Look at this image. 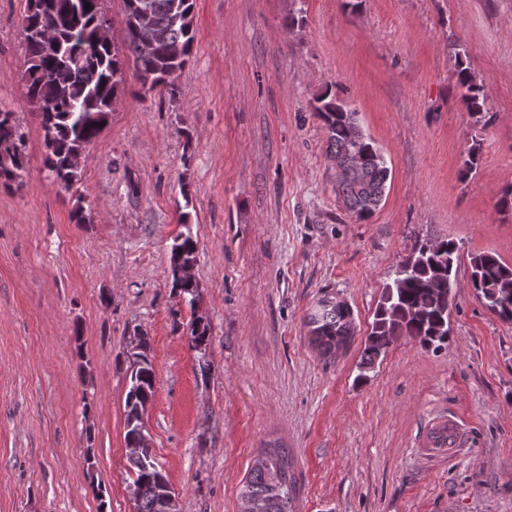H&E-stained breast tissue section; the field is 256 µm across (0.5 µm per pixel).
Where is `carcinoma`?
<instances>
[{
	"label": "carcinoma",
	"mask_w": 512,
	"mask_h": 512,
	"mask_svg": "<svg viewBox=\"0 0 512 512\" xmlns=\"http://www.w3.org/2000/svg\"><path fill=\"white\" fill-rule=\"evenodd\" d=\"M90 7H85V4ZM99 0H26L23 41L26 96L40 115L44 132V166L60 184L71 188L80 176L74 160L102 131L124 85L125 55L100 35ZM122 47L135 59V78L146 91L176 93L175 74L189 62L195 40L194 0H123ZM466 89L470 114L480 116L486 93L466 69L458 71ZM327 134V153L345 165L338 187L346 206L359 222H367L383 201L390 170L373 140L363 131L357 112L326 93L314 107ZM25 142L13 113L0 110V183L23 186ZM196 242L186 235L171 251L175 287L194 304L197 282L182 276L193 266ZM455 243L443 240L412 248L405 273L386 286L366 337L362 364L371 365L400 336H410L426 348L448 343V289ZM470 282L483 305L500 319L512 322V265L493 252L471 259ZM315 342L324 353L351 340L355 322L350 307L324 298L307 316ZM207 326L191 325L193 348L206 346ZM140 351L132 360L125 397L127 447L139 444L141 415L154 397V369L149 338L139 337ZM134 473L136 512H165L164 482L148 449L129 456ZM294 460L283 446L262 449V462L252 468L239 492V512H297L298 487Z\"/></svg>",
	"instance_id": "obj_1"
}]
</instances>
